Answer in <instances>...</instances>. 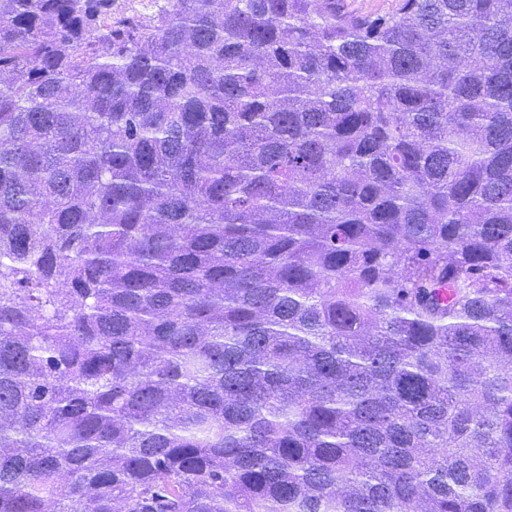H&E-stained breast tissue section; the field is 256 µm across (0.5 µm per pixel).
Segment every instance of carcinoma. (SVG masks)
Here are the masks:
<instances>
[{
	"instance_id": "obj_1",
	"label": "carcinoma",
	"mask_w": 512,
	"mask_h": 512,
	"mask_svg": "<svg viewBox=\"0 0 512 512\" xmlns=\"http://www.w3.org/2000/svg\"><path fill=\"white\" fill-rule=\"evenodd\" d=\"M0 0V512H512V0Z\"/></svg>"
}]
</instances>
